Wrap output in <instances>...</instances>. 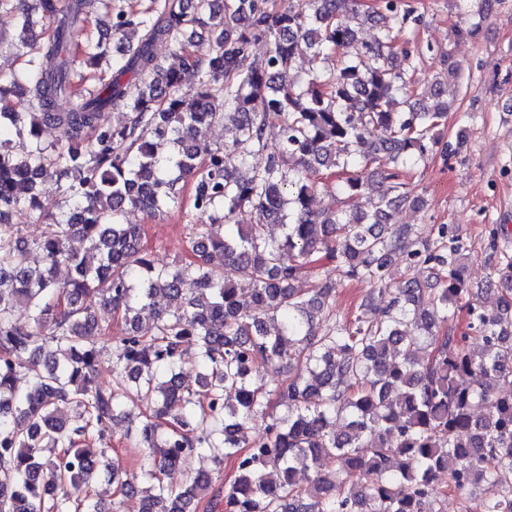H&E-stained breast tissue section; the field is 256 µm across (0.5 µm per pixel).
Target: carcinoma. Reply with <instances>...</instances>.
Listing matches in <instances>:
<instances>
[{"label": "carcinoma", "instance_id": "obj_1", "mask_svg": "<svg viewBox=\"0 0 512 512\" xmlns=\"http://www.w3.org/2000/svg\"><path fill=\"white\" fill-rule=\"evenodd\" d=\"M28 2L0 0V14L19 18L17 41H0V52L22 61L0 72V131L26 142L16 150L0 138V512H72L64 487L94 483L107 452L85 444L127 417L135 396L151 406L126 436L145 460L138 476L114 465L111 478L119 497L140 492L139 512H198L226 460L234 477L209 501L223 512H440L437 497L477 491L484 512H512V253L498 254L489 306L466 285L468 248L453 225L393 222L426 205L404 190L405 177L439 144L448 112L441 81L420 92L406 78L411 53L398 39L423 24L410 0L370 10L308 0L304 13L286 0H154L144 12L125 0H36L39 13ZM468 2L456 0L457 34L475 39L482 20ZM100 9L121 56L111 79L83 95L73 90L71 44ZM365 24L377 28L370 41L358 39ZM38 28L48 32L41 42ZM200 30L211 36L204 58L189 50ZM163 42L177 47L178 66L162 65ZM260 42L270 48L257 65ZM107 53L102 39L89 41L86 62ZM304 54L321 67L290 77ZM187 70L198 74L190 88ZM114 109L127 111L119 126L105 120ZM272 120L279 138L268 152ZM215 126L230 132L222 145L208 139ZM46 128L56 140L42 139ZM372 128L385 136L362 153ZM322 174L337 184L319 205ZM47 179L64 186L66 209L54 214L42 212ZM189 180L188 256L157 267L125 214L178 206ZM358 197L368 209L349 205ZM245 208L257 223H235ZM22 213L45 225L39 239L20 236ZM271 222L285 225L282 237L266 235ZM216 224L224 235L210 231ZM397 253L427 279L391 281ZM323 260L381 287L388 306L378 322L332 321L326 271L311 288L293 287ZM62 264L70 275L60 284ZM226 264L236 280L224 279ZM19 306L24 323L14 320ZM100 307L124 329L105 389L94 383L101 349L90 340L106 334ZM459 314L458 335L448 321ZM190 347L200 365L192 384L177 372ZM283 366L297 370L286 387L254 378ZM274 397L286 413L271 410ZM204 450L216 470L164 482ZM300 471L311 473L305 486Z\"/></svg>", "mask_w": 512, "mask_h": 512}]
</instances>
